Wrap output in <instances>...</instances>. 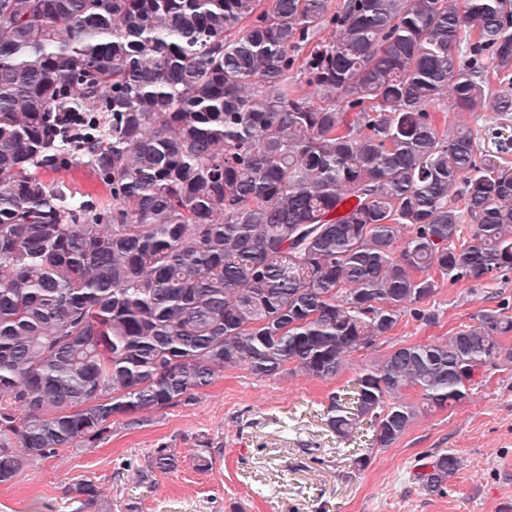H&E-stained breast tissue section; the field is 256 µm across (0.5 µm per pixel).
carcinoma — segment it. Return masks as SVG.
Segmentation results:
<instances>
[{
  "mask_svg": "<svg viewBox=\"0 0 512 512\" xmlns=\"http://www.w3.org/2000/svg\"><path fill=\"white\" fill-rule=\"evenodd\" d=\"M490 65L512 86L507 0H0V483L226 369L333 379L438 278L512 270V138L471 125L512 114ZM77 164L108 203L66 191ZM509 334L487 310L392 349L327 427L391 447L511 366ZM179 465L161 445L140 476ZM478 115V122H473L472 127L473 129H477L479 131V134L486 139L489 137L488 129L490 131L494 128L499 127L501 124H507L510 126L508 128V131H511L512 134V114L509 115L507 119H503L505 117L501 116L497 112H493L491 108L488 107V109H484L481 112H477Z\"/></svg>",
  "mask_w": 512,
  "mask_h": 512,
  "instance_id": "cac0c4a2",
  "label": "carcinoma"
}]
</instances>
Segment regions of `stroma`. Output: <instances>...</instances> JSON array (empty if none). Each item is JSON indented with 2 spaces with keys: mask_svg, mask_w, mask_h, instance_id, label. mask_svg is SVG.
Returning <instances> with one entry per match:
<instances>
[{
  "mask_svg": "<svg viewBox=\"0 0 512 512\" xmlns=\"http://www.w3.org/2000/svg\"><path fill=\"white\" fill-rule=\"evenodd\" d=\"M419 308L425 319L405 311L334 379L296 370L259 379L228 369L191 404L148 411L135 429L113 424L98 447L60 449L0 483V512H86L71 491L81 480L97 485L111 512H506L512 366L488 371L461 405L420 413L388 448L370 449L368 425L349 442L326 427L321 407L329 396L349 392L356 373L393 348L445 341L484 310L512 317V272L480 283L440 281ZM162 444L175 450L180 467L142 482L141 466ZM442 450L453 451L460 468L444 493L430 494L416 475ZM364 454L368 464L356 466Z\"/></svg>",
  "mask_w": 512,
  "mask_h": 512,
  "instance_id": "1",
  "label": "stroma"
}]
</instances>
